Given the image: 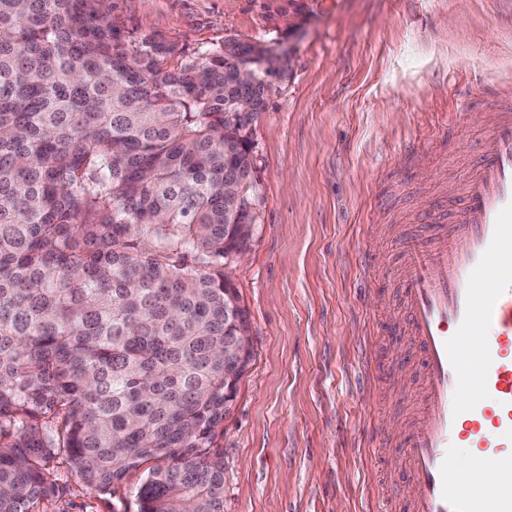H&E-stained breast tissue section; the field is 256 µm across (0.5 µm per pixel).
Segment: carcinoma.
I'll return each mask as SVG.
<instances>
[{"label":"carcinoma","instance_id":"cac0c4a2","mask_svg":"<svg viewBox=\"0 0 512 512\" xmlns=\"http://www.w3.org/2000/svg\"><path fill=\"white\" fill-rule=\"evenodd\" d=\"M112 0H0V512L58 493L64 455L138 512H224L236 396L224 259L247 239L241 60L127 38Z\"/></svg>","mask_w":512,"mask_h":512}]
</instances>
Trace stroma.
I'll return each mask as SVG.
<instances>
[{
	"label": "stroma",
	"instance_id": "obj_1",
	"mask_svg": "<svg viewBox=\"0 0 512 512\" xmlns=\"http://www.w3.org/2000/svg\"><path fill=\"white\" fill-rule=\"evenodd\" d=\"M116 14L131 39L174 46L172 67L228 40L285 50L245 129L254 224L230 265L253 357L214 441L224 512H367L376 486L408 482L364 444L376 427L400 440L409 421L392 393L360 386L359 341L380 329L388 382L416 388L397 377L400 241L427 235L433 198L466 187L486 129L480 110L459 116V94L512 89V0H118ZM446 123L454 143L395 162L404 139ZM146 474L102 494L58 457L62 492L38 512H136Z\"/></svg>",
	"mask_w": 512,
	"mask_h": 512
}]
</instances>
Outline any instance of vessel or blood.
<instances>
[{"mask_svg": "<svg viewBox=\"0 0 512 512\" xmlns=\"http://www.w3.org/2000/svg\"><path fill=\"white\" fill-rule=\"evenodd\" d=\"M483 101L489 130L454 222L401 241L403 322L422 384L402 397L415 422L400 454L419 493L407 501L382 490L370 512H512V106L490 94L463 95L459 106ZM461 446L504 492L461 477Z\"/></svg>", "mask_w": 512, "mask_h": 512, "instance_id": "1", "label": "vessel or blood"}]
</instances>
